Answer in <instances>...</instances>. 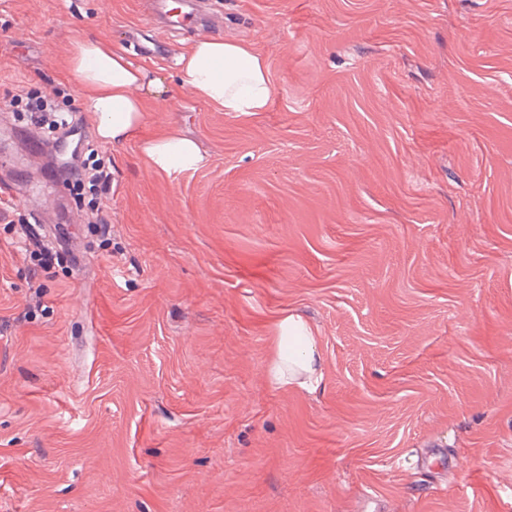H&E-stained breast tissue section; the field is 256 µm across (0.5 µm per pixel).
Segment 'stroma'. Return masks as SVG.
I'll return each mask as SVG.
<instances>
[{
    "label": "stroma",
    "instance_id": "stroma-1",
    "mask_svg": "<svg viewBox=\"0 0 512 512\" xmlns=\"http://www.w3.org/2000/svg\"><path fill=\"white\" fill-rule=\"evenodd\" d=\"M200 2L266 57V111L182 91L195 25L141 0H0V101L86 120L78 28L172 92L90 142L108 240L0 123V512H512V0ZM174 127L208 162L167 178L140 143ZM27 228L76 262L35 269ZM286 311L316 392L267 383ZM148 19L151 22L162 18L168 27H179L184 25L185 19L190 15L180 9L179 13H173L174 8L171 7L168 0H145Z\"/></svg>",
    "mask_w": 512,
    "mask_h": 512
}]
</instances>
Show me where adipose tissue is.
<instances>
[{"instance_id": "ef3b65f1", "label": "adipose tissue", "mask_w": 512, "mask_h": 512, "mask_svg": "<svg viewBox=\"0 0 512 512\" xmlns=\"http://www.w3.org/2000/svg\"><path fill=\"white\" fill-rule=\"evenodd\" d=\"M182 87L220 112H262L273 87L265 57L252 46L221 39L194 42L178 59ZM70 75L99 139L118 147L135 136L144 120L142 92L162 93L163 82L149 77L113 49L110 41L76 31ZM141 155L155 173L172 176L207 163L196 141L171 130L143 141ZM272 354L267 381L272 388L297 386L317 391L323 380L321 350L300 313L282 314L271 325Z\"/></svg>"}]
</instances>
